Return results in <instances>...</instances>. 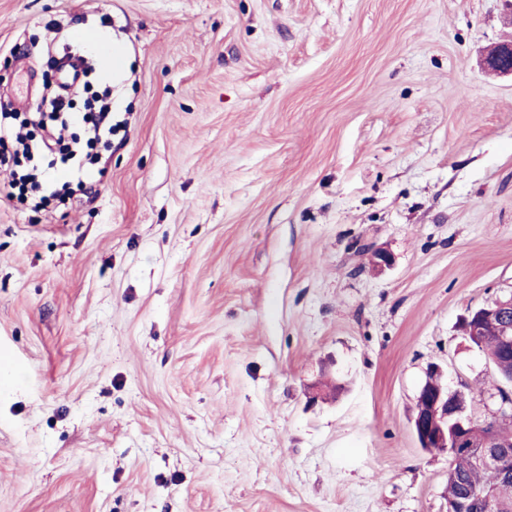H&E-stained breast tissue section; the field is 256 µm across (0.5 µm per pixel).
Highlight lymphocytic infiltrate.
<instances>
[{
    "instance_id": "1",
    "label": "lymphocytic infiltrate",
    "mask_w": 512,
    "mask_h": 512,
    "mask_svg": "<svg viewBox=\"0 0 512 512\" xmlns=\"http://www.w3.org/2000/svg\"><path fill=\"white\" fill-rule=\"evenodd\" d=\"M74 94L42 97L30 120H19L12 103L0 100V168L11 179L0 187L5 198L45 202L65 195L70 184L85 186L99 156L94 146L107 142L116 127L112 101H100L97 111L77 112Z\"/></svg>"
}]
</instances>
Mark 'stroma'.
<instances>
[{
  "instance_id": "obj_1",
  "label": "stroma",
  "mask_w": 512,
  "mask_h": 512,
  "mask_svg": "<svg viewBox=\"0 0 512 512\" xmlns=\"http://www.w3.org/2000/svg\"><path fill=\"white\" fill-rule=\"evenodd\" d=\"M53 25L126 128L0 197V512H447L411 419L433 364L500 406L460 320L512 295L504 0H0L26 115ZM484 66L493 72L512 76V42L490 49L484 58Z\"/></svg>"
}]
</instances>
